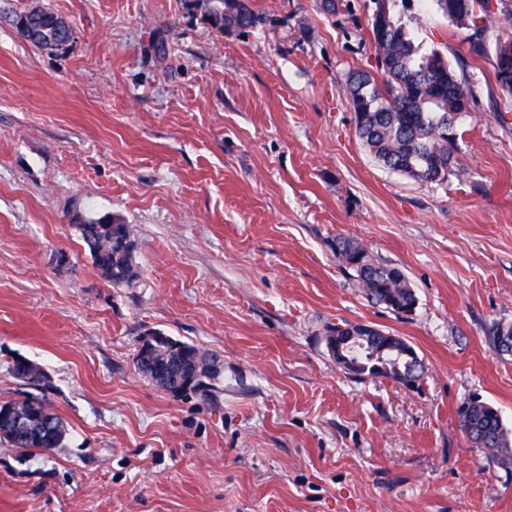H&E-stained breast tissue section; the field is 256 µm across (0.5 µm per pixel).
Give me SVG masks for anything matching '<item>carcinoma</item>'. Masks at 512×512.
<instances>
[{"label":"carcinoma","mask_w":512,"mask_h":512,"mask_svg":"<svg viewBox=\"0 0 512 512\" xmlns=\"http://www.w3.org/2000/svg\"><path fill=\"white\" fill-rule=\"evenodd\" d=\"M410 2L372 0V14L386 11L390 18L384 28L370 25L376 68L383 80L358 70L347 81L346 97L355 112L356 133L377 161L403 174L413 171L422 183H438L448 179V167H461L458 148L444 132L456 129L457 120L463 116V106L471 105L472 94L466 80L457 75L445 55L435 48L423 49L397 17L396 7L404 8ZM434 2L454 26L471 30L467 40L473 52L491 51L495 58L503 60V64L495 66V79L501 90L512 94V39L497 38L493 43L487 39L488 28L512 23V10L501 12L500 21L490 9L489 0ZM184 4L188 12L201 15L220 34L246 33L266 21L252 7L251 0H184ZM478 6L487 13L480 26L474 19ZM13 24L23 40L43 50L61 49L74 38L72 28L64 25L51 10L35 8L19 13ZM76 228L104 280L114 288L137 286L140 274L135 251L122 247L124 238L131 237L124 221L104 214L78 221ZM331 249L338 261L354 271L369 301L398 312L414 310L416 297L402 269L377 262L359 243L345 237L333 239ZM492 336L500 351L512 352L511 325L496 326ZM349 351L359 377L389 378L406 386L418 382L414 375L416 358L384 348L380 336L372 341L353 339ZM10 373L16 379L27 373L36 377L37 384H46V376L39 366H25L19 359L13 361ZM464 405L468 406V412L460 415V423L470 440L485 450L490 462L512 467V437L498 410L476 399ZM55 421L41 443H24L2 426L0 442L25 451L59 448L67 429L60 418Z\"/></svg>","instance_id":"obj_1"}]
</instances>
